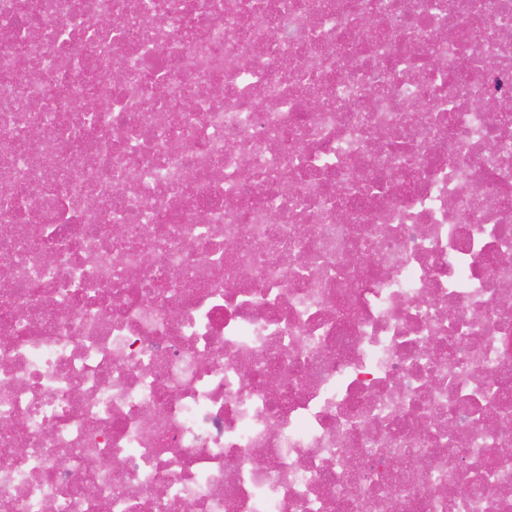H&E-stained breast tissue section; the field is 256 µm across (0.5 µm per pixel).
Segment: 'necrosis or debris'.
Returning a JSON list of instances; mask_svg holds the SVG:
<instances>
[{"label": "necrosis or debris", "mask_w": 512, "mask_h": 512, "mask_svg": "<svg viewBox=\"0 0 512 512\" xmlns=\"http://www.w3.org/2000/svg\"><path fill=\"white\" fill-rule=\"evenodd\" d=\"M505 255L512 0H0V512H512Z\"/></svg>", "instance_id": "obj_1"}]
</instances>
